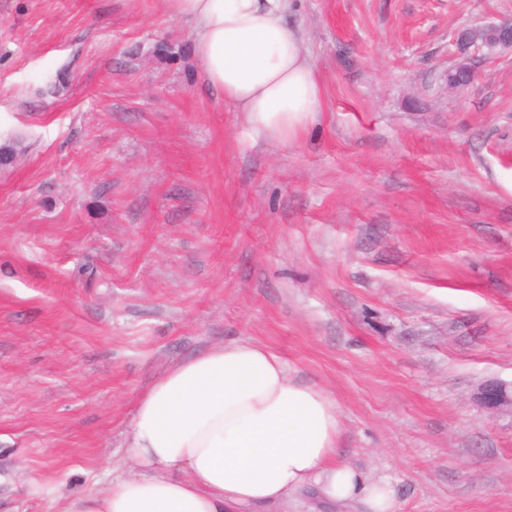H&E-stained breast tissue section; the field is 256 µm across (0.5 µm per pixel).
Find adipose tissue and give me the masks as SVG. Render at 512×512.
Masks as SVG:
<instances>
[{"label":"adipose tissue","instance_id":"ef3b65f1","mask_svg":"<svg viewBox=\"0 0 512 512\" xmlns=\"http://www.w3.org/2000/svg\"><path fill=\"white\" fill-rule=\"evenodd\" d=\"M192 25L198 66L225 104L282 136L321 109L295 0H163ZM341 422L322 387L266 346L237 340L181 360L137 398L126 461L107 489L60 512H397L387 477L341 459Z\"/></svg>","mask_w":512,"mask_h":512}]
</instances>
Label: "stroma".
Segmentation results:
<instances>
[{
  "instance_id": "35a3bbf8",
  "label": "stroma",
  "mask_w": 512,
  "mask_h": 512,
  "mask_svg": "<svg viewBox=\"0 0 512 512\" xmlns=\"http://www.w3.org/2000/svg\"><path fill=\"white\" fill-rule=\"evenodd\" d=\"M512 0H300L322 109L254 131L162 0H0V512L106 490L136 400L249 338L399 512H512ZM491 30L494 35H496V39L493 41H489L486 38V30ZM466 33L468 34V38L465 44H463L461 40V36ZM457 45L459 49V53L457 51V54L465 57H469L468 51L471 47H474L476 50H483L485 49L489 54L497 51L499 48H511L512 47V21H506L501 24L496 25H490L486 27H471L464 32H462L458 38H457ZM455 42V44H456ZM495 51V52H496ZM494 52V53H495ZM493 53V54H494ZM471 58H463L461 57L460 62L455 65L454 67H457L455 70H466L468 71L472 76L474 74L473 67L470 64ZM477 401L487 409L512 413V386L499 381H488L480 387Z\"/></svg>"
}]
</instances>
